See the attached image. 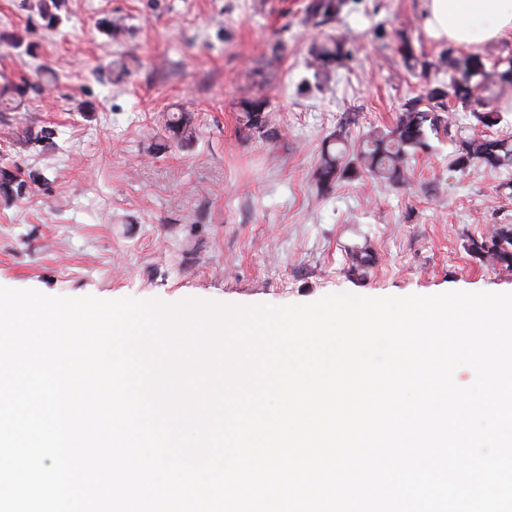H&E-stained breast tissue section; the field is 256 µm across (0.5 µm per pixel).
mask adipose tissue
<instances>
[{"label": "adipose tissue", "mask_w": 512, "mask_h": 512, "mask_svg": "<svg viewBox=\"0 0 512 512\" xmlns=\"http://www.w3.org/2000/svg\"><path fill=\"white\" fill-rule=\"evenodd\" d=\"M424 26L439 42L478 47L512 38V0H424Z\"/></svg>", "instance_id": "1"}]
</instances>
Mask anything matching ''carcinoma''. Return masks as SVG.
<instances>
[{"mask_svg": "<svg viewBox=\"0 0 512 512\" xmlns=\"http://www.w3.org/2000/svg\"><path fill=\"white\" fill-rule=\"evenodd\" d=\"M345 0H308L306 18L315 26L326 24L340 13ZM36 9L48 28L57 27L61 18L56 13L57 0H37ZM345 42L329 38L313 50L311 65L316 73L329 76L331 68L347 57ZM443 63L452 70L449 85L427 88V106L419 108V101L407 103L396 124L389 130L372 129L362 138L359 149L348 156L346 138L338 133L324 145L313 180L322 192H328L340 178H354L366 172L374 179L392 186L406 182L405 173L410 159L430 148V139L440 133H450V121L444 99L452 96L472 112L483 127L499 124L500 109L495 100L486 95L490 86L501 89L512 86V62L495 75L486 69L483 57L477 53H462L450 47ZM267 102L261 98L241 102L240 124L250 133H266ZM167 140L175 145L191 142L196 135L192 113L172 112L165 118ZM452 171L465 173L475 167L501 169L512 166V141L486 134L472 135L459 142L450 161ZM474 251L492 261L512 268V224H495L481 241L473 243Z\"/></svg>", "mask_w": 512, "mask_h": 512, "instance_id": "1", "label": "carcinoma"}]
</instances>
